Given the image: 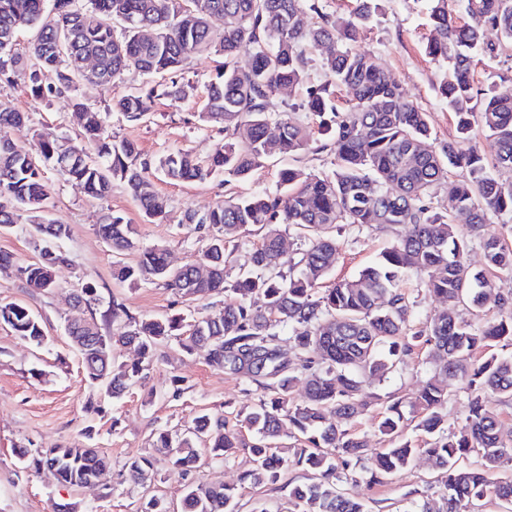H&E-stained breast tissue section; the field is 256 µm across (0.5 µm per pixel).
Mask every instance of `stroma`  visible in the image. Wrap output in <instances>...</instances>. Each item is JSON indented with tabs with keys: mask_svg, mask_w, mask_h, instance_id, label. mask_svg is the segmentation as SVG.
<instances>
[{
	"mask_svg": "<svg viewBox=\"0 0 512 512\" xmlns=\"http://www.w3.org/2000/svg\"><path fill=\"white\" fill-rule=\"evenodd\" d=\"M381 6V15L356 43V50L374 55L407 96L429 112L437 140L453 138L455 116L438 91L444 66L426 52L428 0H381ZM215 67L209 57H192L184 72V82L190 87L186 99L157 101L153 111L137 124L110 113L109 133L117 140L134 141L146 159L183 149L208 160L222 135L218 128L199 122L196 114ZM146 81V76L131 70L110 88L83 84L78 94L83 102L101 110L113 98L136 91ZM0 102L28 116L25 126L5 131L17 144L32 145L36 130L73 140L80 137V125L68 97L38 105L23 82H0ZM283 165L280 159L269 162L248 180L230 184L220 176L189 184L149 171L155 190L167 201V213L161 218L146 217L123 183H114L108 197L96 199L59 172L46 171L50 215L69 229L62 246L70 262L58 268L57 286L48 293L25 288L16 274L0 273V303L28 306L41 320L46 336L43 344L36 345L0 325V512H52L56 503L71 505L74 512H140L142 504L153 496L164 502L168 512H179L190 482L221 480L239 485L240 473L253 465L248 451H238L221 465L214 463L210 454H202L197 467L187 473L158 459L153 441L157 432L183 428L202 414L223 418L228 426H235L257 402L259 390H246L239 380L210 367L202 357L186 354L171 340L160 348L163 360L142 371L121 399L109 398L86 377L65 325L75 318H91L115 300L139 318H159L187 310L183 298L161 285L115 280L114 261L133 264L139 259L140 249L161 246L167 249L172 266L196 262L204 234L194 225L182 223L184 212L206 211L232 194L277 192L278 172ZM108 209L125 215L138 229L137 248L119 258L96 231L99 215ZM396 239L391 229L360 232L340 227L339 259L326 276L325 286L352 278L373 265ZM88 284L96 287L97 302L88 308L74 307V294ZM434 370L433 349L424 344L416 348L403 372L366 384L371 405L350 423V432L369 437L371 447H388L391 439L379 433L378 424L388 402L399 400L407 418L401 440L423 447L424 437L415 429L418 415L412 402L419 384ZM65 446L90 447L105 455L112 464L111 487L64 486L48 469L28 466L20 457L26 449ZM139 457L154 462L149 479L143 483L130 481L122 472L128 459ZM306 478L305 471L291 469L274 485L239 486V512H256L261 506L267 512H285L290 485L303 483ZM338 486L363 501L368 512H409L412 503L423 501L431 512L445 510L440 474L424 455L417 456L408 468L386 476L380 485L370 487L363 477L350 476L341 479Z\"/></svg>",
	"mask_w": 512,
	"mask_h": 512,
	"instance_id": "stroma-1",
	"label": "stroma"
}]
</instances>
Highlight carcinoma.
<instances>
[{
  "instance_id": "obj_1",
  "label": "carcinoma",
  "mask_w": 512,
  "mask_h": 512,
  "mask_svg": "<svg viewBox=\"0 0 512 512\" xmlns=\"http://www.w3.org/2000/svg\"><path fill=\"white\" fill-rule=\"evenodd\" d=\"M353 2L348 15L338 16L326 11L324 0H0V82L21 80L39 101L71 94L84 141L79 146L39 133L31 150L0 136V226L33 225L40 248L50 247L54 254L48 263L16 265L0 252V270L13 268L27 287L48 293L56 288L55 270L70 262L58 245L68 228L48 215L44 173L49 168L95 198L122 182L145 215L163 217L166 201L146 176L148 163L133 142L112 138L107 114L141 122L156 101L185 97L189 58L222 56L198 119L222 125L224 140L207 163L179 149L157 157L155 168L180 182L222 174L229 183L248 179L273 158L298 159L313 150L332 155L334 169L307 175L288 166L279 171L278 193L238 195L203 213L185 212L181 223L207 230L200 255L209 267L204 277L194 264L172 267L162 247L142 251L134 265L116 263L113 275L121 282L159 281L196 301L222 295L224 306L185 325L178 314L139 320L124 304L112 302L101 320L71 332L87 344L82 362L88 378L119 398L144 367L115 366V351L133 345L150 365L157 360V346L176 336L185 352L261 388L263 395L243 419L251 440L225 429L221 419L202 415L179 434L158 432L155 447L187 471L202 447L220 462L245 448L254 465L242 472V485L275 484L289 468L306 470L310 481L289 493L295 512H366L360 500L337 489V471L366 459V483L377 485L410 466L420 451L442 474L446 512H459L463 500L479 499L490 487L512 501V475L493 486L488 478L490 471L512 465V448L503 443L491 406L495 396L512 397V356L474 360L478 349L493 342L512 343V289L498 295V317L479 327L453 315L460 304L484 306L492 286L486 271L512 273V247L499 235L483 234L491 217L512 213V181L501 178L512 173V86L482 89L474 81L477 64L496 58L501 48L484 40L485 28L512 45V0H429L427 53L447 63L440 93L456 116V135L436 145L430 143L427 112L371 55L352 49L369 29L379 0ZM215 21L224 22L219 42L211 37ZM23 28L34 32L25 53L16 48ZM322 45L330 49L319 61L323 80L307 88L303 104L318 125L320 138L313 140L296 110L280 109L275 96L306 82L305 47ZM243 47L250 53L244 66L238 61ZM88 57L97 62L96 83L103 88L130 69L151 81L102 111L91 108L77 94L78 65ZM338 89L349 97L343 111L335 104ZM24 121L23 113L0 104V129ZM476 123L486 133L488 154L472 143ZM452 168L461 174L451 181ZM458 218L469 224L468 234L457 230ZM280 224L294 227L303 239L295 257L282 250ZM338 224L359 231L399 227L405 234L376 264L321 292V281L338 260ZM248 226L265 234L250 269L230 280L227 259ZM97 231L117 253L133 249L138 236L136 225L112 211L100 216ZM474 240L483 250L485 271L466 264ZM409 271L425 274L426 291L448 302L441 315L418 326L410 320L416 301L399 288L401 275ZM0 324L38 345L45 337L41 321L22 303H0ZM284 335L294 342L296 364L279 356ZM421 343L433 346L437 363L414 402L422 410L416 428L430 436L428 447L420 450L406 441L371 454L369 439L341 424L367 411L362 383L379 382L406 367ZM299 372L306 378V394L297 403L293 388ZM450 380L468 394L465 424L457 432L445 426ZM405 421L401 402H392L379 432L394 434ZM285 425L288 437L299 442L288 458L279 456L276 446ZM470 454L476 464L458 467L459 458ZM23 455L36 468L56 464L58 482L68 486L111 478V464L95 448ZM151 466L147 458H131L123 469L129 478L145 481ZM236 497L234 486L193 481L182 512H236Z\"/></svg>"
}]
</instances>
